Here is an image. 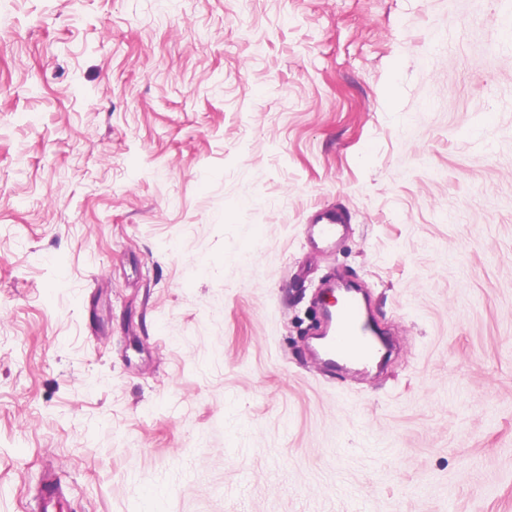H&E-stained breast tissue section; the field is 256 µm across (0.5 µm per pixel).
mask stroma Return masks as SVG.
I'll return each instance as SVG.
<instances>
[{
    "label": "stroma",
    "mask_w": 512,
    "mask_h": 512,
    "mask_svg": "<svg viewBox=\"0 0 512 512\" xmlns=\"http://www.w3.org/2000/svg\"><path fill=\"white\" fill-rule=\"evenodd\" d=\"M331 274L383 368L314 359ZM49 472L61 512H512L503 0H0V512ZM312 234L322 243L331 242L341 232V225L345 224L342 217L334 209H325L318 212L313 223Z\"/></svg>",
    "instance_id": "1"
}]
</instances>
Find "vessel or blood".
Returning a JSON list of instances; mask_svg holds the SVG:
<instances>
[{
    "mask_svg": "<svg viewBox=\"0 0 512 512\" xmlns=\"http://www.w3.org/2000/svg\"><path fill=\"white\" fill-rule=\"evenodd\" d=\"M342 217L335 210L319 211L312 233L320 242H330L340 234ZM325 333L328 337L317 352L318 358L327 365L336 361H366L374 357L378 349L371 342V329L366 313L357 300H349L343 309H325Z\"/></svg>",
    "mask_w": 512,
    "mask_h": 512,
    "instance_id": "obj_1",
    "label": "vessel or blood"
}]
</instances>
